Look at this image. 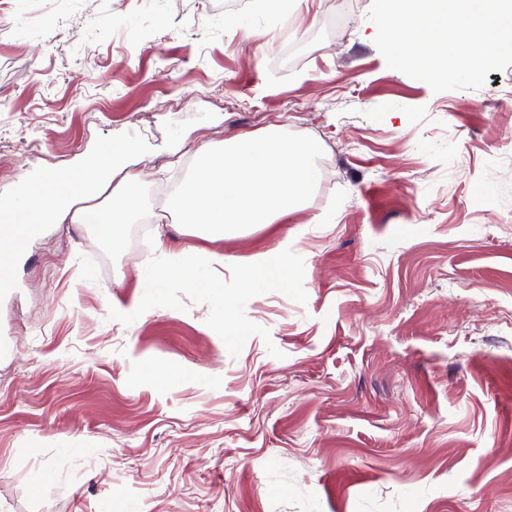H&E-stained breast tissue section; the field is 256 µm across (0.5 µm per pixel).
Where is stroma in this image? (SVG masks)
Listing matches in <instances>:
<instances>
[{
  "instance_id": "obj_1",
  "label": "stroma",
  "mask_w": 512,
  "mask_h": 512,
  "mask_svg": "<svg viewBox=\"0 0 512 512\" xmlns=\"http://www.w3.org/2000/svg\"><path fill=\"white\" fill-rule=\"evenodd\" d=\"M371 4L0 0V199L116 140L146 200L114 247L47 225L0 288V512H512V66L433 93ZM269 130L323 148L310 207L189 234L199 149ZM157 225L228 257L224 297L116 318ZM283 243L289 286L244 287Z\"/></svg>"
}]
</instances>
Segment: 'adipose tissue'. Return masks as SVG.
<instances>
[{"label":"adipose tissue","mask_w":512,"mask_h":512,"mask_svg":"<svg viewBox=\"0 0 512 512\" xmlns=\"http://www.w3.org/2000/svg\"><path fill=\"white\" fill-rule=\"evenodd\" d=\"M130 150V144L117 145L111 155L94 158L68 176L47 174L30 195L16 199L10 223L89 224L103 240L117 243L124 227L134 223L145 207L137 191L142 181L140 173L125 170L120 163ZM156 248L160 260L144 273L155 287L178 280L209 294L223 295L224 278L217 273L225 265L223 255L201 250L190 258L186 253L168 250L161 238ZM239 277L249 288L287 287V249L256 255Z\"/></svg>","instance_id":"1"}]
</instances>
